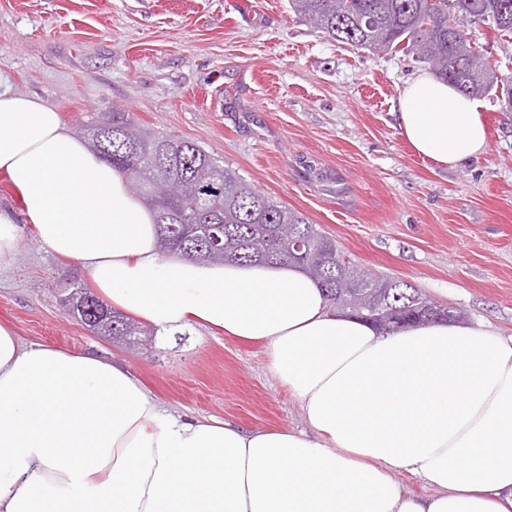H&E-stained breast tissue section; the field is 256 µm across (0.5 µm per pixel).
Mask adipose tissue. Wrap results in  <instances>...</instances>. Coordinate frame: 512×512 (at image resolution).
Returning <instances> with one entry per match:
<instances>
[{
    "label": "adipose tissue",
    "mask_w": 512,
    "mask_h": 512,
    "mask_svg": "<svg viewBox=\"0 0 512 512\" xmlns=\"http://www.w3.org/2000/svg\"><path fill=\"white\" fill-rule=\"evenodd\" d=\"M396 118L443 167L488 146L479 104L424 71ZM0 175L21 205L0 209V265L24 222L156 330L261 342L307 424L246 432L179 415L129 366L25 346L0 324V512H512V337L458 323L388 333L297 268L161 255L126 178L3 79ZM402 471L429 495L405 492Z\"/></svg>",
    "instance_id": "ef3b65f1"
}]
</instances>
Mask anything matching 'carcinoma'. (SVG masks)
<instances>
[{
    "mask_svg": "<svg viewBox=\"0 0 512 512\" xmlns=\"http://www.w3.org/2000/svg\"><path fill=\"white\" fill-rule=\"evenodd\" d=\"M292 10L326 37L371 52L410 53L435 76L472 97L500 92L512 112V80L498 77L479 54L465 23L487 25L500 35H512V0H291ZM453 27H448V17ZM75 133L88 149L128 178L130 191L154 211L159 246L164 253L222 264L289 263L317 282L330 300L370 321L392 305L388 328L409 324L425 294L411 284L379 277L346 260L336 241L323 234L303 214L278 204L245 183L235 171L219 164L195 143L141 127L128 112L114 110L80 125ZM168 179L191 180L198 196L163 198L154 185ZM222 228L224 251L212 252L204 242L213 225ZM281 224H292L307 245L295 258L280 241ZM375 287L343 298L336 280L344 270ZM69 299L98 300L87 285L75 282L64 289ZM116 327L96 326L100 336L130 338L144 330L121 312L112 311Z\"/></svg>",
    "mask_w": 512,
    "mask_h": 512,
    "instance_id": "cac0c4a2",
    "label": "carcinoma"
}]
</instances>
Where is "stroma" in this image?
<instances>
[{
  "label": "stroma",
  "mask_w": 512,
  "mask_h": 512,
  "mask_svg": "<svg viewBox=\"0 0 512 512\" xmlns=\"http://www.w3.org/2000/svg\"><path fill=\"white\" fill-rule=\"evenodd\" d=\"M512 76V38L469 26ZM422 63L329 40L289 0H0V71L66 128L119 109L200 146L304 214L346 258L512 336V112L480 97L486 151L448 169L417 155L394 110ZM75 261L23 226L0 268V323L27 343L124 363L151 398L246 431L305 429L261 344L199 325L131 340L59 303Z\"/></svg>",
  "instance_id": "stroma-1"
}]
</instances>
